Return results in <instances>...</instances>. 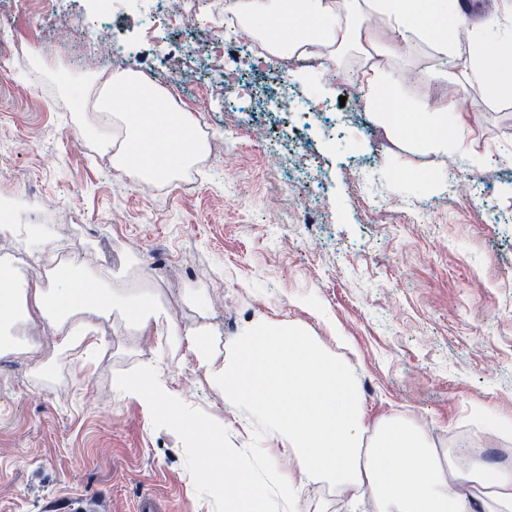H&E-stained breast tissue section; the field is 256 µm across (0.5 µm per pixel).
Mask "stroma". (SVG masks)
<instances>
[{"mask_svg": "<svg viewBox=\"0 0 512 512\" xmlns=\"http://www.w3.org/2000/svg\"><path fill=\"white\" fill-rule=\"evenodd\" d=\"M97 0H0V42L40 49L44 67L0 57V237L52 252L81 225L77 274L99 276L112 295L98 321L103 347L64 349L58 337L21 327L0 354V512H69L83 499L106 512H225L188 439L120 378L146 368L162 374L184 413L224 424L227 447L266 445V427L226 403L187 349L205 334L214 365L256 319L304 325L348 363L368 419L398 417L424 430L439 452L463 460V446L512 466V101L491 97L474 74L489 38L512 47L503 0H473L469 42L442 63L457 111L467 113L477 152L491 159L414 153L392 140L350 99L355 86L288 77L305 103L298 112L250 97L226 106L224 83L208 70L220 21L201 13L187 35L158 31L139 42L147 4L101 30L95 57L79 49L71 20L92 22ZM161 76H178L182 108L205 130L206 171L157 185L98 161L77 135L93 113L74 112L84 80L111 62L115 43ZM429 47L388 56L406 98L438 104L427 72ZM277 141V154L262 151ZM167 263L152 276L154 260ZM153 294L161 338L132 333L124 306Z\"/></svg>", "mask_w": 512, "mask_h": 512, "instance_id": "stroma-1", "label": "stroma"}]
</instances>
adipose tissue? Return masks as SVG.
<instances>
[{
  "label": "adipose tissue",
  "mask_w": 512,
  "mask_h": 512,
  "mask_svg": "<svg viewBox=\"0 0 512 512\" xmlns=\"http://www.w3.org/2000/svg\"><path fill=\"white\" fill-rule=\"evenodd\" d=\"M224 8L242 16L277 55L319 52L334 61L357 48L368 66L357 74L343 68L337 76L357 80L366 108L391 138L423 155L463 152L471 133L464 113L450 102L432 109L403 98L392 77L371 62L383 53L409 55L418 44L447 56L464 25L447 0H224ZM478 65L489 93L512 99V50L484 42ZM99 116V126L79 127V134L94 139L113 167L135 171L146 184L173 178L206 148L197 122L175 99L131 71L104 81ZM111 305L92 278H73L61 291L20 280L0 263V324L41 325L68 346L95 339V320ZM187 348L208 377L222 383L225 401L245 405L280 441L279 462L265 476L225 447L223 425L187 418L152 370L122 387L193 440L200 466L224 491L227 512H307L314 476L353 502L369 501L373 512H512V471L491 470L481 459L456 468L421 429L401 419L366 423L351 371L303 325L248 324L218 369L202 337L188 338Z\"/></svg>",
  "instance_id": "obj_1"
}]
</instances>
